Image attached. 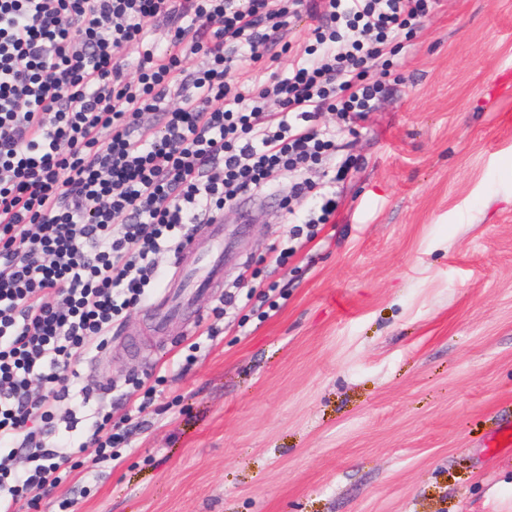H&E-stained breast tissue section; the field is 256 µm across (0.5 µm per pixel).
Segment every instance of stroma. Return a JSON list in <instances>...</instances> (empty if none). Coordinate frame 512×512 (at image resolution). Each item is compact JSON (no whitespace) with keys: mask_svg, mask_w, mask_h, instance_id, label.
Wrapping results in <instances>:
<instances>
[{"mask_svg":"<svg viewBox=\"0 0 512 512\" xmlns=\"http://www.w3.org/2000/svg\"><path fill=\"white\" fill-rule=\"evenodd\" d=\"M311 24L230 81L287 74ZM396 61L401 82L343 130L359 166L331 223L280 265L297 174L241 196L223 287L179 320L146 299L79 365L75 389L116 419L133 381L160 383L130 447L38 512H512V447L490 445L512 422V85L495 84L512 0H437Z\"/></svg>","mask_w":512,"mask_h":512,"instance_id":"1","label":"stroma"}]
</instances>
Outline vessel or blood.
<instances>
[{
  "label": "vessel or blood",
  "instance_id": "vessel-or-blood-1",
  "mask_svg": "<svg viewBox=\"0 0 512 512\" xmlns=\"http://www.w3.org/2000/svg\"><path fill=\"white\" fill-rule=\"evenodd\" d=\"M203 236H192L178 252L175 273L179 287L174 292H162L157 300L164 305L169 318L182 317L193 297L211 288L224 274V227L207 224Z\"/></svg>",
  "mask_w": 512,
  "mask_h": 512
}]
</instances>
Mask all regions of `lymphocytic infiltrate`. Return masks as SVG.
Returning a JSON list of instances; mask_svg holds the SVG:
<instances>
[{
  "label": "lymphocytic infiltrate",
  "instance_id": "obj_1",
  "mask_svg": "<svg viewBox=\"0 0 512 512\" xmlns=\"http://www.w3.org/2000/svg\"><path fill=\"white\" fill-rule=\"evenodd\" d=\"M435 0H0V512L37 508L63 458L43 423L71 394L78 365L107 346L112 324L158 279L155 257L180 251L197 225L280 175L295 182L287 260L300 232L329 223L358 167L339 155L319 113L365 120L387 96L368 63L394 55ZM314 19L285 78L233 85L244 61ZM174 21L164 51L141 45L157 17ZM203 54L196 66L191 58ZM276 110H269V103ZM165 111L161 130L144 122ZM74 453L96 461L128 447L122 425L93 411ZM24 456L16 471L10 461Z\"/></svg>",
  "mask_w": 512,
  "mask_h": 512
}]
</instances>
